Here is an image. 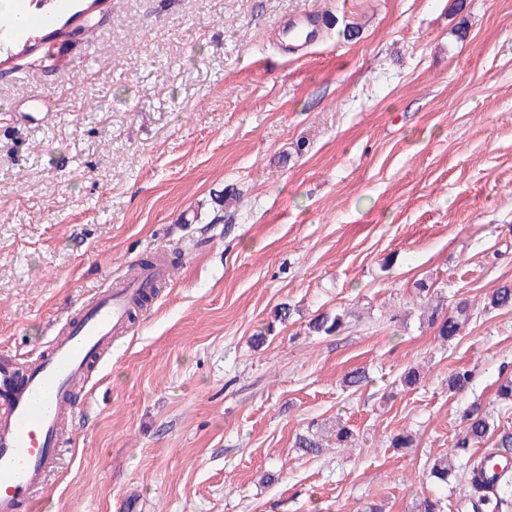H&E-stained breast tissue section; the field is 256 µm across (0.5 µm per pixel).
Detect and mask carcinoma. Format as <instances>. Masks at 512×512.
I'll return each mask as SVG.
<instances>
[{
  "label": "carcinoma",
  "instance_id": "carcinoma-1",
  "mask_svg": "<svg viewBox=\"0 0 512 512\" xmlns=\"http://www.w3.org/2000/svg\"><path fill=\"white\" fill-rule=\"evenodd\" d=\"M490 305L498 309L512 308V286L504 285L496 289L490 298ZM350 313L338 311L324 313L308 324L310 332L318 335L338 333L346 327ZM431 323L438 324V336L446 342L459 332V323L454 316L441 320L431 317ZM471 383V374L467 370H456L448 379V389L455 393L466 390ZM464 430L456 439L453 449L434 458L428 472V478L437 485H448V479L455 473L454 458L457 454L469 451V448L481 443L490 435L491 423L488 413L479 405L471 406L464 414ZM326 430L297 437V448L305 455L319 456L323 451L322 437ZM496 452L490 454H472L468 458L466 471L461 475V482L467 488L463 504L470 512H512V469H496L503 460L512 458V432L497 433ZM445 506L438 497L430 495L417 499L414 512H444Z\"/></svg>",
  "mask_w": 512,
  "mask_h": 512
}]
</instances>
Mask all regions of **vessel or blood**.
I'll list each match as a JSON object with an SVG mask.
<instances>
[{"mask_svg": "<svg viewBox=\"0 0 512 512\" xmlns=\"http://www.w3.org/2000/svg\"><path fill=\"white\" fill-rule=\"evenodd\" d=\"M167 278L162 265L139 268L85 304L36 358L0 362V512H36L35 493L64 455L65 422L80 406L76 390L127 333L128 300Z\"/></svg>", "mask_w": 512, "mask_h": 512, "instance_id": "obj_1", "label": "vessel or blood"}]
</instances>
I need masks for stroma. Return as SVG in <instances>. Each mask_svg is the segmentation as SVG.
Returning <instances> with one entry per match:
<instances>
[{"mask_svg":"<svg viewBox=\"0 0 512 512\" xmlns=\"http://www.w3.org/2000/svg\"><path fill=\"white\" fill-rule=\"evenodd\" d=\"M72 8L0 67V358H35L140 258L177 266L94 372L41 512L457 505L428 459L471 404L512 430V309L488 306L512 283V0ZM307 18L318 37L290 46ZM421 281L444 313L469 304L448 343ZM336 310L344 330L309 333ZM358 368L369 383L344 386ZM338 418L355 448H296Z\"/></svg>","mask_w":512,"mask_h":512,"instance_id":"stroma-1","label":"stroma"}]
</instances>
